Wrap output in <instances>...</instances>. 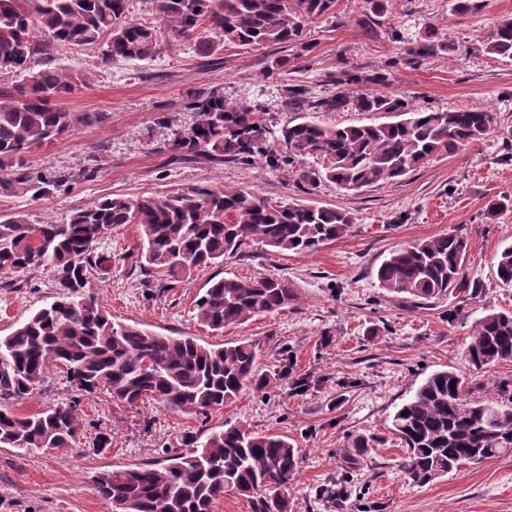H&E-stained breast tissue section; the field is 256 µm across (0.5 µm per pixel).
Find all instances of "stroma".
Instances as JSON below:
<instances>
[{
	"label": "stroma",
	"instance_id": "obj_1",
	"mask_svg": "<svg viewBox=\"0 0 512 512\" xmlns=\"http://www.w3.org/2000/svg\"><path fill=\"white\" fill-rule=\"evenodd\" d=\"M505 15L512 16V0H487L480 13L461 19L449 14L448 0H397L383 16L370 0H336L335 17L310 24L304 48L203 58L189 43L163 40L150 59L107 65L97 48H55V64L82 76L58 107L101 119L32 148L28 165L63 185L40 198L0 196V216L20 211L34 224L61 222L106 196L133 199L203 184L246 189L272 202L333 206L350 212L354 224L310 255L248 243L223 265L194 270L171 288L137 262L140 225L112 229L97 245L112 260L91 286L113 320L216 346L256 343L258 374L281 375V384L189 416L154 402L130 406L102 388L79 392L64 367H51L38 393L14 401V412L34 414L76 398L83 429L68 448L22 455L0 447V512H110L91 489L93 475L160 460L179 449L183 436L230 422L277 432L298 448L291 512H332L324 493L343 472L353 485L347 512H512V455L465 463L415 485L400 471L404 451L389 430L393 413L429 374H472L464 349L476 320L493 310L512 312V285L496 276V256L512 243V212L492 221L484 216L490 200L512 196V65L477 50ZM431 24L454 40L455 51L412 55ZM343 71L415 109L488 108L496 128L401 180L348 193L323 181L305 184L304 174L316 167L310 159L282 168L261 157L248 164L188 162L170 146L175 131L198 119L188 101L208 97L251 107L271 133L304 117L325 126L391 121V114L351 107L310 112L284 92L297 85L318 97L334 95L332 79ZM452 231L469 240L464 272L477 282L476 292L416 306L380 288L376 270L393 250ZM235 276L288 279L299 298L215 333L198 321L195 300L211 278ZM54 294L51 268L0 274V336ZM99 432L111 442L102 451L92 446ZM359 435L373 446L353 459L350 446Z\"/></svg>",
	"mask_w": 512,
	"mask_h": 512
}]
</instances>
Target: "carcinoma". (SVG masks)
<instances>
[{
    "instance_id": "cac0c4a2",
    "label": "carcinoma",
    "mask_w": 512,
    "mask_h": 512,
    "mask_svg": "<svg viewBox=\"0 0 512 512\" xmlns=\"http://www.w3.org/2000/svg\"><path fill=\"white\" fill-rule=\"evenodd\" d=\"M162 26L130 18V0H0V78L23 83L0 92V192L8 196L49 194L60 180H48L26 163L35 146L51 144L88 120L55 101L75 89L80 75L56 66L55 47L86 48L106 41L102 62L145 60L163 38L193 44L201 57L219 50L301 45L307 27L334 14L336 0H150ZM450 14L479 12L484 0H448ZM424 53L452 52L455 43L426 31ZM480 50L512 64V17L504 16ZM289 98L309 111L340 109L396 112L388 123L327 127L303 120L282 128L283 157L266 146L261 125L248 107L226 108L224 100L194 102L201 121L177 132L174 150L185 160L230 155L242 163L255 156L268 165L311 158L320 166L304 175L337 188L358 191L401 179L431 157L455 154L494 132L485 107L448 111L408 108L399 98L350 88L331 98L288 89ZM512 211V196L489 204L485 219ZM122 224H139L144 242L137 262L171 282L199 267L224 264L249 241L279 252L313 254L352 227L350 213L297 202L274 205L253 191L194 186L184 191L104 198L72 212L63 222L32 224L22 213L0 217V272L50 266L54 300L0 337V447L26 453L68 448L82 427L79 401L32 415L11 410L12 401L33 395L49 368L66 366L78 390L103 387L112 398L134 405L150 399L187 415L205 416L241 394L277 386L256 371L257 346L201 344L192 336H171L139 324L114 322L91 292V277L112 258L95 244ZM469 242L459 233L423 239L392 252L378 267L386 292L415 304L468 291L463 271ZM497 276L512 283V244L497 255ZM297 299L277 277L211 279L195 301L198 321L224 331L278 311ZM466 357L476 370L512 360V313L491 312L468 336ZM472 381L453 370L430 374L391 420L392 434L405 449L404 477L418 485L450 474L466 462L512 454V394L496 401L470 399ZM407 415H402V412ZM191 449L149 464L103 470L91 489L112 512H211L226 492L252 502L253 512H288V492L298 472V450L285 437L226 423Z\"/></svg>"
}]
</instances>
